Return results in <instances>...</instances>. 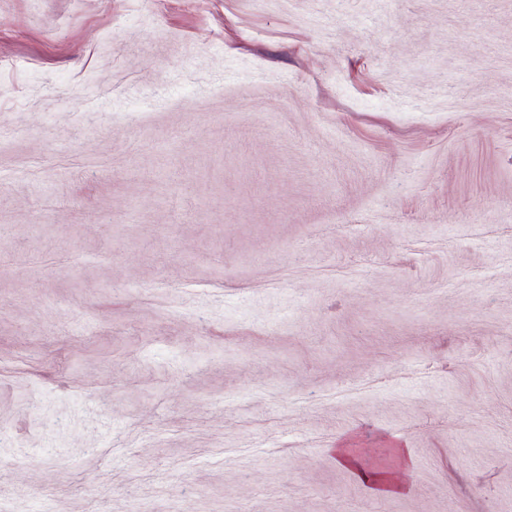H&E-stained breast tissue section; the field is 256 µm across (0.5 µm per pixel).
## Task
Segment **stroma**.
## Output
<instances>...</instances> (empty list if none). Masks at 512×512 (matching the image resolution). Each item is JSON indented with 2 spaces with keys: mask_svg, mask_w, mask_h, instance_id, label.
<instances>
[{
  "mask_svg": "<svg viewBox=\"0 0 512 512\" xmlns=\"http://www.w3.org/2000/svg\"><path fill=\"white\" fill-rule=\"evenodd\" d=\"M138 506L512 512V0H0V512ZM341 460L344 465L352 469L358 480L366 485L376 487L383 493H395L401 489L397 483L391 482L385 476L368 468L354 456L341 453Z\"/></svg>",
  "mask_w": 512,
  "mask_h": 512,
  "instance_id": "obj_1",
  "label": "stroma"
}]
</instances>
